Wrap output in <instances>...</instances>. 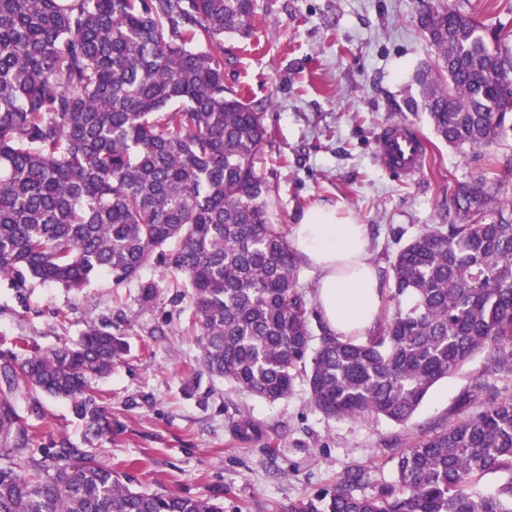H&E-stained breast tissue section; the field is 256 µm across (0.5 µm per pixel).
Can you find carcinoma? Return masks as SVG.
<instances>
[{"label":"carcinoma","mask_w":512,"mask_h":512,"mask_svg":"<svg viewBox=\"0 0 512 512\" xmlns=\"http://www.w3.org/2000/svg\"><path fill=\"white\" fill-rule=\"evenodd\" d=\"M253 0H0V278L14 288L81 292L97 275L187 301L210 375L274 403L297 380L328 418L407 423L431 388L487 353L486 372L512 374V200L480 178L458 186L462 224L408 241L392 265L377 329L329 331L301 291L300 264L269 221L271 187L257 167L271 133L265 106L224 87V35L248 36ZM436 69L414 77L451 145L479 150L512 132L509 69L471 17L420 0ZM155 264L165 284L141 277ZM319 334H314V331ZM128 346L112 323L74 344L13 355V392L71 401L86 431L112 432L93 382ZM15 424L0 400V434ZM241 440L265 434L246 414ZM0 448V512H224L220 491L140 492L79 448L18 458ZM397 480L374 495L349 469L288 512H512V477L488 496L470 487L512 473V397L423 435L393 457Z\"/></svg>","instance_id":"obj_1"}]
</instances>
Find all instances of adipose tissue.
<instances>
[{
  "mask_svg": "<svg viewBox=\"0 0 512 512\" xmlns=\"http://www.w3.org/2000/svg\"><path fill=\"white\" fill-rule=\"evenodd\" d=\"M291 240L299 261L317 276L316 298L330 331L366 335L378 322L384 285L367 251L368 228L342 203H320L304 211Z\"/></svg>",
  "mask_w": 512,
  "mask_h": 512,
  "instance_id": "ef3b65f1",
  "label": "adipose tissue"
}]
</instances>
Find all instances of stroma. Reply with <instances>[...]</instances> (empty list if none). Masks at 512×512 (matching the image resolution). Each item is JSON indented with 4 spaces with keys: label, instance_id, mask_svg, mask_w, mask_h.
<instances>
[{
    "label": "stroma",
    "instance_id": "stroma-1",
    "mask_svg": "<svg viewBox=\"0 0 512 512\" xmlns=\"http://www.w3.org/2000/svg\"><path fill=\"white\" fill-rule=\"evenodd\" d=\"M485 28L512 63V0H448ZM418 0H255L253 36L224 39V84L266 107L272 132L260 163L272 187L269 218L294 224L320 201L342 202L369 229V249L380 271H389L399 248L392 231L411 239L435 224L458 222L459 184L484 176L512 196V137L481 151L441 141L424 110L408 111L417 95V68L434 65L436 53L418 27ZM395 122L421 137L425 167L416 180L394 178L380 162L376 139ZM137 288L98 277L81 294L53 285L17 292L0 279V355L19 344L49 350L78 339L102 316L124 333L130 351L96 382L111 434L92 439L69 401L28 393L12 395L17 413L11 442L29 436L31 448L63 444L101 461L126 463L132 486L189 496L221 490L224 512H288L289 503L334 484L351 468L369 471L365 494L395 479L392 457L418 437L460 415L482 411L475 391L496 386L512 396V375L491 376L485 355L439 381L403 425L383 419L337 420L314 409L304 385L276 403L233 390L199 362L183 322H163L173 310L162 291L157 308L141 309ZM67 322H59L58 312ZM196 374L194 395L182 390ZM38 413H30V401ZM244 412L262 425V438L234 436L229 423Z\"/></svg>",
    "mask_w": 512,
    "mask_h": 512
}]
</instances>
